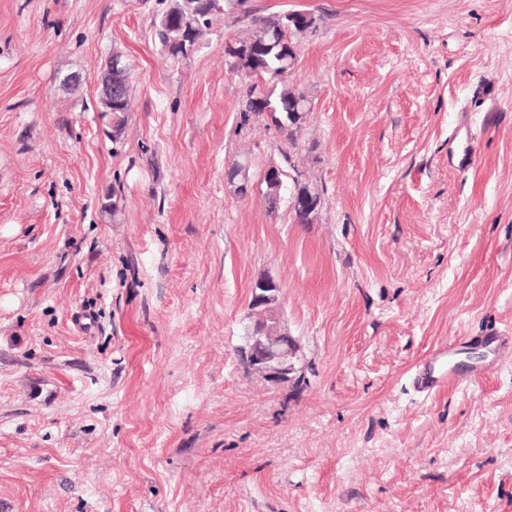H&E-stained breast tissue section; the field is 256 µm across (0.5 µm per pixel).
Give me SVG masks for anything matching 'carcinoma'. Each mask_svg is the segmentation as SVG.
Segmentation results:
<instances>
[{
	"mask_svg": "<svg viewBox=\"0 0 512 512\" xmlns=\"http://www.w3.org/2000/svg\"><path fill=\"white\" fill-rule=\"evenodd\" d=\"M218 13V0H169L155 32L166 57L179 60L190 56L186 47L200 43L218 19ZM314 24V17L298 12L260 18L254 29L236 39L229 48L236 58V70L276 81L267 92L251 85L239 104V112L245 123L254 117L267 116L288 141V149L282 152L283 163L260 177V183L270 208L275 209L282 199H288L298 224L316 221L322 197L318 188L306 180L303 171L295 169L294 149L310 107L304 91L288 83V74L297 66L298 55L287 46ZM111 63L112 80L120 83L122 92L112 99V105H100V111L112 114V137L117 138L127 122L130 84L122 56L113 55Z\"/></svg>",
	"mask_w": 512,
	"mask_h": 512,
	"instance_id": "carcinoma-1",
	"label": "carcinoma"
}]
</instances>
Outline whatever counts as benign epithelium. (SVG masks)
<instances>
[{"label":"benign epithelium","instance_id":"obj_1","mask_svg":"<svg viewBox=\"0 0 512 512\" xmlns=\"http://www.w3.org/2000/svg\"><path fill=\"white\" fill-rule=\"evenodd\" d=\"M249 305L258 321L236 349L240 368L274 388L295 384L304 376L305 363L297 340L282 324L280 289L251 288Z\"/></svg>","mask_w":512,"mask_h":512}]
</instances>
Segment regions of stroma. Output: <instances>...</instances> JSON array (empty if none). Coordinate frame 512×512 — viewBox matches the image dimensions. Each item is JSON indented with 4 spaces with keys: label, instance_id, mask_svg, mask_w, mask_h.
<instances>
[{
    "label": "stroma",
    "instance_id": "1",
    "mask_svg": "<svg viewBox=\"0 0 512 512\" xmlns=\"http://www.w3.org/2000/svg\"><path fill=\"white\" fill-rule=\"evenodd\" d=\"M222 4L174 63L158 0H0V512H512V354L461 342L512 331V0ZM292 11L312 224L224 179L286 144L224 48ZM264 276L298 388L237 365ZM455 340L491 371L417 393ZM112 63L111 70L108 75L101 77L100 84L102 90L112 99V106H106L100 102L101 112L112 114V137L118 138L127 122V112H129V91L130 84L128 79L127 66L122 61V56L119 54L112 55V60L107 65L106 69ZM105 69V70H106ZM104 70V71H105ZM112 80L118 81L121 85L115 84L112 86ZM120 96L112 98L121 91Z\"/></svg>",
    "mask_w": 512,
    "mask_h": 512
}]
</instances>
